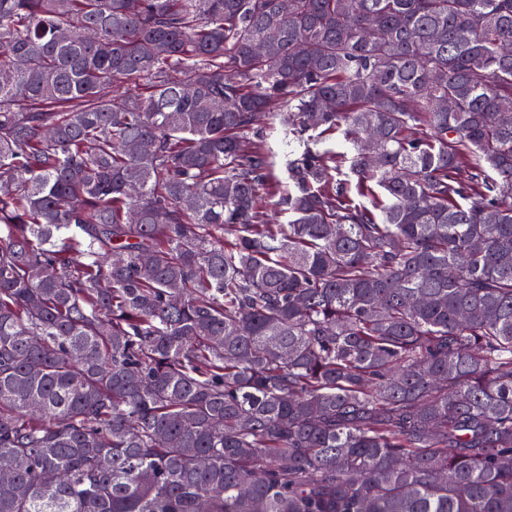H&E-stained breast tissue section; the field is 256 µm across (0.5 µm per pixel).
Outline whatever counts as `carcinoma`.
<instances>
[{
    "mask_svg": "<svg viewBox=\"0 0 512 512\" xmlns=\"http://www.w3.org/2000/svg\"><path fill=\"white\" fill-rule=\"evenodd\" d=\"M508 45L512 0H0V512H512Z\"/></svg>",
    "mask_w": 512,
    "mask_h": 512,
    "instance_id": "1",
    "label": "carcinoma"
}]
</instances>
